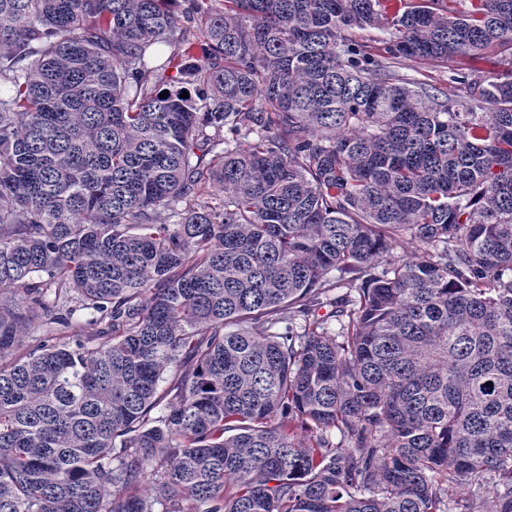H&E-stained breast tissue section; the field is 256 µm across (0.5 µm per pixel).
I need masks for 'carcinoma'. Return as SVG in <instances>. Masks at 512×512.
<instances>
[{"instance_id": "carcinoma-1", "label": "carcinoma", "mask_w": 512, "mask_h": 512, "mask_svg": "<svg viewBox=\"0 0 512 512\" xmlns=\"http://www.w3.org/2000/svg\"><path fill=\"white\" fill-rule=\"evenodd\" d=\"M470 2L0 0V512H512V71L388 69ZM98 315H92L89 311L80 310L76 311L70 320L72 323L71 327H65L61 323H49L47 318H41L34 320L31 326H26L24 332L26 340L31 342L32 336H54V337H65L72 336L73 334H80L83 339L96 336L101 328L104 327V323L96 321Z\"/></svg>"}]
</instances>
